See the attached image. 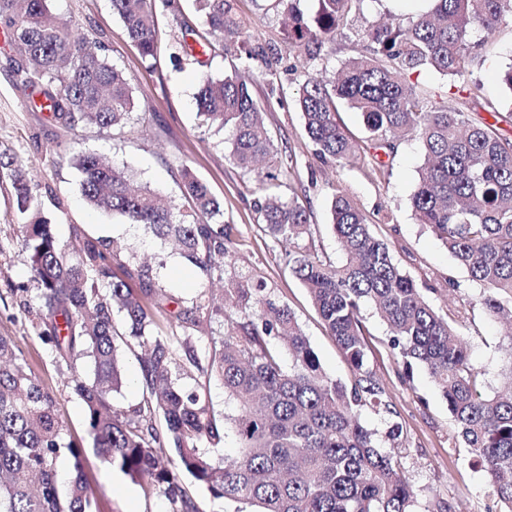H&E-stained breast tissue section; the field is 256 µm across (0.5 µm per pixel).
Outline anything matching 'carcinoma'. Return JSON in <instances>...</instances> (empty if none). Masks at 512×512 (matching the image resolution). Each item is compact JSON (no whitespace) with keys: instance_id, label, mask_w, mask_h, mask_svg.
<instances>
[{"instance_id":"obj_1","label":"carcinoma","mask_w":512,"mask_h":512,"mask_svg":"<svg viewBox=\"0 0 512 512\" xmlns=\"http://www.w3.org/2000/svg\"><path fill=\"white\" fill-rule=\"evenodd\" d=\"M144 59L154 57L157 30L152 0H111ZM212 39L202 54L223 52L241 37L231 0H197ZM288 2V44L310 56L335 35L355 0H318L311 17ZM431 7L408 15L407 23H376L364 35L368 55L344 64L329 87L306 80L296 105L316 154L324 162L354 163L377 143L385 156L400 141L420 140L424 162L411 206L483 288L489 316L512 312V140L496 124L460 107L431 102L402 76L431 67L463 77L473 62L469 32L490 35L509 17L512 0H429ZM49 0H0V29L17 53L16 72L44 98L43 108L61 125L107 128L125 124L134 102L122 73L87 49L86 38L69 26L47 21ZM210 125L232 132L230 157L244 170L274 152L247 81L234 69L220 79L202 77L196 97ZM357 110L368 133L359 145L338 123L337 102ZM71 161L81 174V194L90 207L140 224L206 273L224 271L233 227L220 223L223 210L205 184L183 168V192L195 217L175 214L167 196L134 189L123 169L95 153ZM0 176L11 180L21 223L30 289L14 288L18 308L36 337L49 346L60 369L77 372V361L93 366L89 379L75 378L95 454L117 467L146 493L164 496L172 512H199L181 488L190 475L211 496L247 505L252 512H415L417 494L399 463L381 452L361 421L366 406L388 408L384 389L365 366L361 321L369 302L386 323L396 356L406 369L423 366L448 404L465 448L488 477L493 495L512 512V330L506 333L503 388L488 397L468 344L423 297L376 238L357 201L338 189L331 221L346 254L335 265L315 254L309 214L268 191L260 180L255 201L265 232L282 246L285 266L306 289L327 334L353 374L347 387L328 376L295 315L271 298L263 281L232 280L209 313L224 318V338L203 350L195 345L196 310L173 313L170 336L156 330L152 309L163 294L153 288L150 264L117 238H93L73 226L60 243L41 215V187L11 158L0 156ZM308 244L300 246V242ZM121 270L117 277L113 267ZM287 345L284 368L267 339ZM133 340L139 357L142 400L120 407L113 393L122 385L121 345ZM203 374H216L234 404L220 417L207 393L186 388L173 375L177 354ZM237 452L209 455L228 437ZM71 460L60 474L58 461ZM83 444L66 437L55 398L32 375L13 337L0 334V512H98V497L84 478Z\"/></svg>"}]
</instances>
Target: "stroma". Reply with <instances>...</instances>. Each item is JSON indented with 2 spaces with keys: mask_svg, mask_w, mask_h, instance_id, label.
<instances>
[{
  "mask_svg": "<svg viewBox=\"0 0 512 512\" xmlns=\"http://www.w3.org/2000/svg\"><path fill=\"white\" fill-rule=\"evenodd\" d=\"M158 49L146 60L129 38L110 0H51L54 20L77 27L88 41L101 45L103 55L126 77L133 95L130 121L120 127L71 130L40 109L38 94L26 88L13 71L16 53L0 33V153L27 169L30 177L51 192L42 198V214L54 226L59 241H67L72 225L96 238H120L133 243L138 255L148 256L154 286L169 297L167 309L154 313L163 333H170L169 314L178 307L206 305L219 278L252 275L295 313L323 371L343 384L353 375L300 282L280 259L282 248L266 235L254 206L256 175L238 168L229 158V136L204 125L195 96L202 75L223 77L238 65L236 46L197 64L182 57V44L196 45L207 28L194 0H156ZM243 37L255 55L248 62L251 91L277 150L267 166L279 190L310 214L319 255L334 263L346 255L330 224V205L336 190L349 192L363 208L373 233L388 243L395 262L421 288L425 299L466 338L473 363L485 369L481 390H499L498 374L503 341L500 324L485 311L482 288L426 225L420 224L410 198L419 180L420 144L401 141L390 166L363 161L353 166L323 162L308 143L295 101L309 76L330 79L345 62L365 55V27L388 15L404 22L396 0H360L347 26L323 43L315 58L289 47L283 29L286 11L276 0H233ZM471 42L477 55L468 82L481 83L485 100L498 108L500 134L512 139V91L502 75L512 68V23H503L492 36L476 31ZM78 151L103 155L123 167L131 178L170 197L181 213L193 206L180 190L181 170L190 168L223 205L224 221L234 227L231 251L235 260L223 275L203 273L172 246L117 215L90 208L82 198L81 176L70 160ZM15 191L0 178V333L16 336L32 374L54 394L59 417L72 436H86L84 407L71 374L58 369L38 339L15 321L12 288L29 285L26 256L17 239ZM366 330V360L385 390L390 405L383 412L364 408L362 422L372 430L376 446L392 453L409 482L419 490L417 509L428 502L447 501L452 512H501L457 434L455 423L427 372L405 371L391 348L389 332L372 306L362 310ZM87 481L108 488L100 512H170L165 497L144 494L119 469L89 456Z\"/></svg>",
  "mask_w": 512,
  "mask_h": 512,
  "instance_id": "obj_1",
  "label": "stroma"
}]
</instances>
